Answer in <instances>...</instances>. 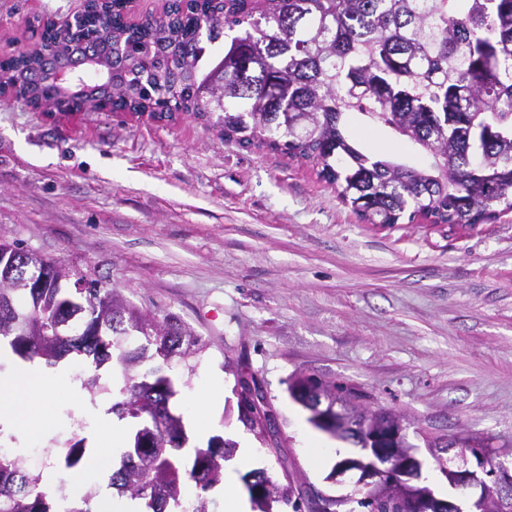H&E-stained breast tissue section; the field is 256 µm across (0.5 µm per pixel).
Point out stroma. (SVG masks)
<instances>
[{
    "label": "stroma",
    "instance_id": "1",
    "mask_svg": "<svg viewBox=\"0 0 512 512\" xmlns=\"http://www.w3.org/2000/svg\"><path fill=\"white\" fill-rule=\"evenodd\" d=\"M83 0H0V52ZM366 147L411 164V143L353 115ZM0 233L171 317L207 344L195 375L175 367L173 407L188 414L207 380L223 400L210 434L249 447L251 469L298 491L353 494L358 455L314 428L289 393L300 371L371 394L403 417L436 497L451 490L425 438L512 442V211L463 227L423 217L368 224L308 161L224 139L179 113L32 112L0 103ZM255 377L278 428L267 444L237 419L236 376ZM49 432L19 436L36 472L74 429L66 393L33 399Z\"/></svg>",
    "mask_w": 512,
    "mask_h": 512
}]
</instances>
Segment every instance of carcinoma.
Returning a JSON list of instances; mask_svg holds the SVG:
<instances>
[{
	"mask_svg": "<svg viewBox=\"0 0 512 512\" xmlns=\"http://www.w3.org/2000/svg\"><path fill=\"white\" fill-rule=\"evenodd\" d=\"M82 46L112 54L115 108L216 113L225 140L318 165L368 224L432 215L437 224L472 225L484 223L492 201L512 210V0H192L134 28L115 10L112 21L92 20L80 36L54 32L47 44L57 63ZM41 65L36 57L4 67L10 82L31 91L34 111L82 103L35 86ZM356 113L416 145L428 161L367 153L345 128ZM40 262L55 269L43 287L0 285V342L48 367L81 357L93 369L82 382L92 395L101 388L98 371L118 362L124 385L110 412L153 433L143 446L137 430L112 472V489L144 501L148 512H211L209 492L224 480L234 446L217 434L185 460L183 420L170 408L173 363L194 374L206 343L115 289L50 258ZM49 319L69 321L67 334H44ZM244 381L237 380L238 409L253 425L261 412ZM472 441L492 460L512 455L508 443ZM84 442L66 441L60 468L81 465ZM247 476L262 488L251 497L258 512H273L275 503L303 512L292 488L266 470ZM187 481L192 498L184 495ZM93 499L89 492L75 503L64 481L47 489L21 455L0 453V512H93ZM350 504L348 512H399L369 491Z\"/></svg>",
	"mask_w": 512,
	"mask_h": 512,
	"instance_id": "1",
	"label": "carcinoma"
}]
</instances>
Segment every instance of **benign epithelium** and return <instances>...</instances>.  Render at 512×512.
Segmentation results:
<instances>
[{"label": "benign epithelium", "instance_id": "7a95c632", "mask_svg": "<svg viewBox=\"0 0 512 512\" xmlns=\"http://www.w3.org/2000/svg\"><path fill=\"white\" fill-rule=\"evenodd\" d=\"M89 71L97 74L99 84L112 80L111 61L107 57L79 58L65 66L52 67L55 82L64 95L81 92L85 74ZM22 266L26 268L27 282L33 288L39 287L49 273L31 254L6 253L0 254V281L11 282ZM292 384L313 423L320 425L327 434L355 441L361 447V454L341 461L330 479L357 471L360 484L378 498L398 502L404 512H464L456 502L439 499L430 488L414 483L419 477L421 463L406 440V427L401 416L385 413L363 401L359 402L358 410L344 414L337 410L341 401L334 393L305 373L296 374ZM455 447L457 443L454 442L446 449H438L440 455L436 459L451 486L464 495L478 491L470 512H512V468L504 462L488 466L481 450L472 446L468 453L460 455L459 464L451 468L442 454ZM307 498L314 504V512H340V507L346 503L344 498L316 490L310 491Z\"/></svg>", "mask_w": 512, "mask_h": 512}]
</instances>
